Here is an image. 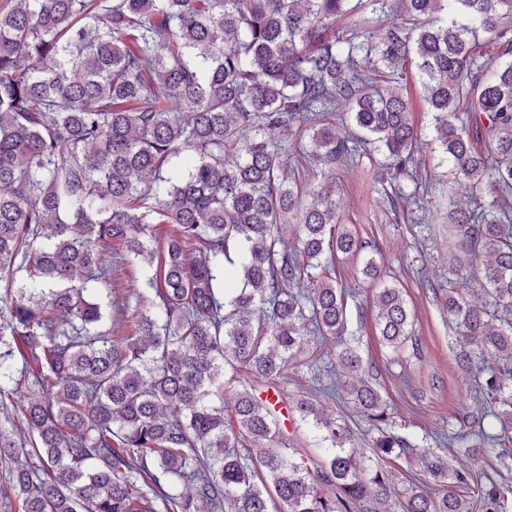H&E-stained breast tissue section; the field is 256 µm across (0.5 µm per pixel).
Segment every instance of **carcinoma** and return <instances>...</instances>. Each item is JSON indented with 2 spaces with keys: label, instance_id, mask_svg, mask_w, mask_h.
Segmentation results:
<instances>
[{
  "label": "carcinoma",
  "instance_id": "carcinoma-1",
  "mask_svg": "<svg viewBox=\"0 0 512 512\" xmlns=\"http://www.w3.org/2000/svg\"><path fill=\"white\" fill-rule=\"evenodd\" d=\"M391 11L373 33L371 17ZM406 66L454 176L452 260L484 294L450 287L443 310L500 423L448 445L509 469L512 0H0V397L27 394L0 426L1 500L355 512L394 490L381 461L404 456L452 489L414 484L401 512H506L511 487L383 429L386 401L346 340L330 272L365 249L340 226L336 164L373 151L416 176ZM339 107L344 135L326 121ZM273 132L307 137L302 154L328 167L320 181L288 176ZM132 266L150 294L104 304L114 271ZM375 301L377 335L398 355L413 334L404 291L385 285ZM328 342L378 435L359 453L344 422L299 396L295 429L312 428L321 450L309 465L261 394L288 402V364ZM245 373L228 421L224 387ZM472 486L474 502L457 492Z\"/></svg>",
  "mask_w": 512,
  "mask_h": 512
}]
</instances>
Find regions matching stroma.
<instances>
[{
    "mask_svg": "<svg viewBox=\"0 0 512 512\" xmlns=\"http://www.w3.org/2000/svg\"><path fill=\"white\" fill-rule=\"evenodd\" d=\"M412 122L422 131L416 145L421 171L432 196H440L448 179L438 164L439 149L432 137V115L421 99L413 71L403 75ZM384 159L378 153L336 168V199L342 222L365 245L362 256L336 261V278L350 294L348 333L358 343L364 371L373 377L393 417L395 434L419 448H434L441 436L462 430V418L483 424L488 433L500 430L497 419L475 402V373L460 369L459 347L434 291L466 282L454 278L449 262L448 211L437 204L415 213L400 212L393 204L396 189L411 190L410 180H384ZM373 257L380 279L373 282L360 272L363 257ZM403 288L414 315L416 346L393 354L385 348L375 325L373 294L377 283ZM331 347L315 350L310 364L289 366L284 388L289 397H312L327 412L349 425L353 446L364 450L376 434L374 427L347 396Z\"/></svg>",
    "mask_w": 512,
    "mask_h": 512,
    "instance_id": "stroma-1",
    "label": "stroma"
}]
</instances>
